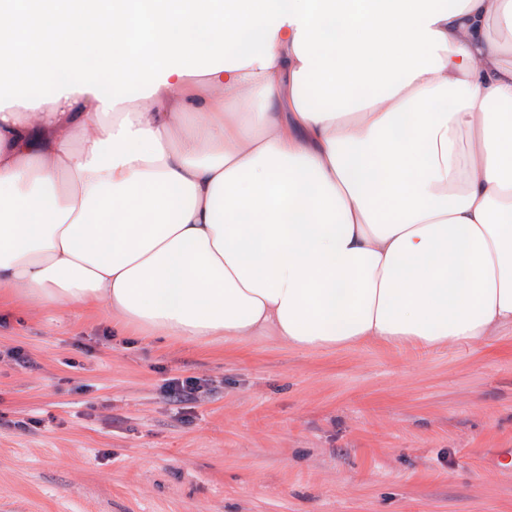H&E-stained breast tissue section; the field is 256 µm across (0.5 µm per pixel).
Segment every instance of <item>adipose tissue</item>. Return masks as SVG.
Wrapping results in <instances>:
<instances>
[{
	"label": "adipose tissue",
	"instance_id": "obj_1",
	"mask_svg": "<svg viewBox=\"0 0 512 512\" xmlns=\"http://www.w3.org/2000/svg\"><path fill=\"white\" fill-rule=\"evenodd\" d=\"M142 4L0 0V305L308 350L512 327V0Z\"/></svg>",
	"mask_w": 512,
	"mask_h": 512
}]
</instances>
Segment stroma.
Listing matches in <instances>:
<instances>
[{
  "label": "stroma",
  "instance_id": "obj_1",
  "mask_svg": "<svg viewBox=\"0 0 512 512\" xmlns=\"http://www.w3.org/2000/svg\"><path fill=\"white\" fill-rule=\"evenodd\" d=\"M174 378L195 402L168 400ZM505 448L511 329L323 351L0 311V512H512ZM201 388L202 385L196 379L172 380L166 386V394L171 402L182 404L195 400Z\"/></svg>",
  "mask_w": 512,
  "mask_h": 512
}]
</instances>
